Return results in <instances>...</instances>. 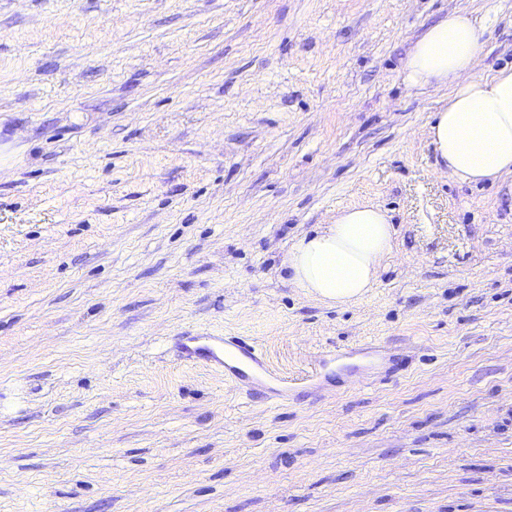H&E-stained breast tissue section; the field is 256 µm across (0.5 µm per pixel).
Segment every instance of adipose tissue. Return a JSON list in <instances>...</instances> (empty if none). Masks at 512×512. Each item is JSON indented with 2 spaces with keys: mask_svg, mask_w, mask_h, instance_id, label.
<instances>
[{
  "mask_svg": "<svg viewBox=\"0 0 512 512\" xmlns=\"http://www.w3.org/2000/svg\"><path fill=\"white\" fill-rule=\"evenodd\" d=\"M480 35L469 16L452 13L414 44L405 71L411 85L450 86L429 136L455 179L478 184L512 174V68L476 75ZM394 230L378 206L343 209L333 223L300 236L285 267L291 282L330 304H348L375 287Z\"/></svg>",
  "mask_w": 512,
  "mask_h": 512,
  "instance_id": "1",
  "label": "adipose tissue"
}]
</instances>
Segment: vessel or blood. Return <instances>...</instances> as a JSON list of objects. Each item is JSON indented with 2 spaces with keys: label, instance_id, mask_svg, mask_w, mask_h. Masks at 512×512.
Wrapping results in <instances>:
<instances>
[{
  "label": "vessel or blood",
  "instance_id": "b4317fda",
  "mask_svg": "<svg viewBox=\"0 0 512 512\" xmlns=\"http://www.w3.org/2000/svg\"><path fill=\"white\" fill-rule=\"evenodd\" d=\"M181 350L187 360L202 361L223 372L225 381L236 385H262L274 402L287 401L286 380L275 377L253 341L233 336H186Z\"/></svg>",
  "mask_w": 512,
  "mask_h": 512
}]
</instances>
